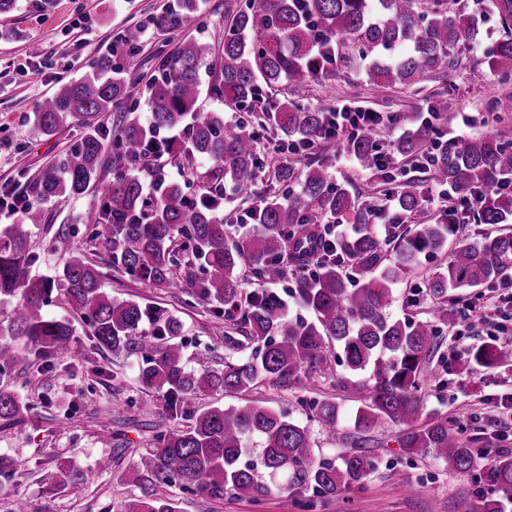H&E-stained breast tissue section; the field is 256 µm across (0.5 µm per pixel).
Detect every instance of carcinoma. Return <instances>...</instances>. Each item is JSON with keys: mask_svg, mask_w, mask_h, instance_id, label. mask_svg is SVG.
Wrapping results in <instances>:
<instances>
[{"mask_svg": "<svg viewBox=\"0 0 512 512\" xmlns=\"http://www.w3.org/2000/svg\"><path fill=\"white\" fill-rule=\"evenodd\" d=\"M198 8V0H178L177 9L157 23L179 27ZM488 8L502 30L490 62L503 83H512V0H489ZM481 22L482 15L461 0H246L224 28L222 53L213 55L210 45L198 40L183 42L159 65L160 78L147 100L149 122L130 108L112 136L102 118L127 94L126 79L112 59L101 57L81 77L59 83L35 112L36 128L50 135L68 122L82 135L31 188L20 222L0 229V301L21 299L0 322V375L31 358L48 368L55 356L71 351L70 322L41 313L57 288L89 322L98 348L139 358L142 385L162 392L164 411L172 417L197 392L246 393L264 379L288 383L302 373H320L328 367L327 341L334 340L346 368L367 375L369 394L354 413V430L402 425L400 446L408 454L442 460L454 472L468 473L478 460H488L481 479L493 494L481 498V512H505L506 502H512V455L479 451V439L465 437L441 412L423 416L419 389L426 358L454 314L448 291L512 277V234L476 241L462 237L448 249L457 225L410 223L422 210L420 179L401 184L395 196L386 191L396 206L382 231L372 224L376 205L332 183L324 165L307 163L301 170L293 164L277 169L278 181L296 182L299 189L265 196L252 210L253 231L228 243L220 188L228 181L240 195L251 192L261 169L257 146L252 131H231L223 113L196 107L204 67L215 74L212 91L239 104L258 100L261 83L270 89L286 83L288 100L264 111L263 119L280 134L283 149L313 148L324 139L327 114L304 100L309 82L324 72V56L339 62L349 50L366 62L371 85L410 89L428 73L445 69L459 41L476 40ZM401 45L408 51L396 52ZM189 118L188 137L169 145L168 155L179 164L206 160L209 190L191 201L157 171L153 177L162 189L146 197L141 177L129 173L126 164L147 153L160 130ZM397 119L405 133L393 143V153L414 162L433 141L435 129L414 112ZM346 148L362 170L389 179L378 160V131L365 130L347 140ZM109 152L112 184L100 206L81 221L110 244L115 266L151 286L176 279L198 300L226 304L241 295L247 272L264 279L309 269L298 277L295 294L312 318L289 316L281 301L257 289L240 318V327L258 344L255 354L226 361L221 371L197 374L187 369L175 341L179 319L151 317L136 300L110 297L99 266L75 250L69 230H58L51 243L66 256L58 278L37 276L32 227L44 223L45 204L98 184ZM429 173L462 195L485 190L476 223L505 224L512 218V191L502 189L512 183V137L489 132L445 148ZM329 218L349 229L329 237L324 227ZM429 252L449 253L429 283L438 301L435 318L394 315L395 287L411 280L418 257ZM147 320L153 325L151 341L139 339ZM502 354L493 338L473 348L470 360L494 365ZM26 410L16 393L0 390L1 422L18 421ZM309 410L330 440L343 438L336 404L314 401ZM314 445L307 426L259 402L209 407L190 416L189 424L156 436L153 449L129 472L140 496L123 512H177L173 499L157 496L160 484L216 499L229 494L256 500L274 490H310L332 498L362 484L375 468L362 453L318 462Z\"/></svg>", "mask_w": 512, "mask_h": 512, "instance_id": "1", "label": "carcinoma"}]
</instances>
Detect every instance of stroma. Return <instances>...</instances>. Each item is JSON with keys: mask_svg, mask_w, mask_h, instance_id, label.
Masks as SVG:
<instances>
[{"mask_svg": "<svg viewBox=\"0 0 512 512\" xmlns=\"http://www.w3.org/2000/svg\"><path fill=\"white\" fill-rule=\"evenodd\" d=\"M173 2L51 0L48 7L37 8L30 0H20L18 10L0 16V196L27 192L77 142L80 129L74 124L49 136L38 133L34 112L61 81L80 77L97 58L112 54V44L125 28L138 25L143 29L136 62L126 72L129 100L142 106L159 75L160 59L186 39L221 50L227 19L245 0H204L200 11L182 26H154L153 18L171 10ZM499 37L494 17H487L478 41L452 49L453 67L428 77L416 90L373 87L362 77L363 63L351 60L311 84L307 105L329 111L339 104L355 103L393 114L421 111L429 98L442 97L448 101L450 114L477 113V123L467 129V136L483 134L487 130L484 113L491 101H498L501 109L512 114V86L504 87L488 67V53ZM213 81V74H203L200 108L223 113L227 125L256 128L259 111L214 95ZM279 145L274 130L261 132L259 151L267 167L251 197H240L232 186H225L220 209L229 222L230 236L246 230L237 223V216L253 209L263 196L283 192L274 170L292 159L279 153ZM309 159L325 164L334 182L360 197L376 191L374 177L360 170L337 141L321 142L309 157L292 161L301 166ZM111 180L112 168L104 166L101 186L47 204L45 222L33 230L32 248L39 256L36 273L58 275L64 257L52 252L49 242L60 226H73L75 247L100 266L107 293L180 319L188 368L219 370L225 360L250 356L254 342L237 333L225 335L230 319L224 305L199 302L187 288L153 287L128 276L113 266L100 242L90 241L87 227L78 218L100 205L101 187ZM443 261L440 254L420 255L410 286L400 290L395 315L432 318L436 301L429 293L428 279ZM453 307L455 315L443 330V345L427 365L420 392L424 409L447 414L449 420L465 427L467 435H479L482 447L492 453L511 454L512 302L488 303L485 288L479 287L458 295ZM43 312L68 319L76 342L68 355L53 360L49 370L21 364L9 378L0 380V388L19 393L29 407L19 422L0 423V512H12L19 500L29 512H122L125 503L139 494L125 480V473L152 448L157 434L176 424L185 425L186 420L164 417L162 394L142 386L137 358L98 349L88 324L61 293H54ZM492 337L505 351V359L490 367L472 363V348ZM363 383V376L335 364L327 372L304 374L288 384L261 381L243 397L198 393L185 401L187 410L193 411L247 399L289 412L308 425L314 422L308 411L310 401H334L343 414L339 428L344 440L333 443L317 436V454L334 460L360 450L374 457L377 468L362 486L329 500L278 491L256 502L228 496L214 499L165 485L159 486V493L174 499L178 512H479L484 485L478 472L460 475L435 458L410 457L399 448L400 429L394 425L356 435L350 417L360 404ZM104 458L110 459L112 467L101 472L97 464ZM60 468L88 471L92 477L63 488L53 479Z\"/></svg>", "mask_w": 512, "mask_h": 512, "instance_id": "obj_1", "label": "stroma"}]
</instances>
